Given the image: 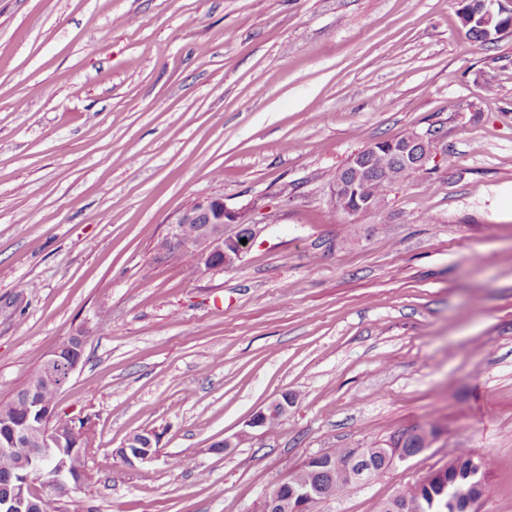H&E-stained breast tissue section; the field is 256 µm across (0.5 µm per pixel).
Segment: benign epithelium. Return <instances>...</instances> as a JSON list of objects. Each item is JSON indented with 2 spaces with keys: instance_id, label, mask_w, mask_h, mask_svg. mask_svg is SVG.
Returning <instances> with one entry per match:
<instances>
[{
  "instance_id": "1",
  "label": "benign epithelium",
  "mask_w": 512,
  "mask_h": 512,
  "mask_svg": "<svg viewBox=\"0 0 512 512\" xmlns=\"http://www.w3.org/2000/svg\"><path fill=\"white\" fill-rule=\"evenodd\" d=\"M460 18L466 28L481 32L487 42L498 37L505 25L512 30V8L503 6V0H463ZM426 141V135L417 133L401 148L404 160L415 169L424 170L431 160L446 154L441 142H436L433 151H420L418 145ZM332 203L344 213H349L345 185L335 182L330 189ZM235 224L237 229L226 232V225ZM194 226L193 238L189 247L194 254V268L213 271L230 268L236 260L248 252L256 238V224L249 217L246 208L230 209L219 197H204L193 202L168 220L166 234L158 241L156 252L168 258L173 254L176 244L184 238V230ZM247 227V232L240 229ZM247 243H241V239ZM79 368V362L64 360L50 355L44 360L43 380L64 388ZM284 417L288 414V402L284 399L271 403L258 411L250 426L265 427L273 412ZM84 429L76 426L72 420L63 418L51 411H40L34 417H26L10 425L6 436H0V454L16 455L22 441L28 440L33 448L21 456L16 469L8 479L6 494H0V512H29L35 499L41 497L36 484L43 488H69L83 485L89 478L88 467H74L70 460L75 455L88 456V449L80 447ZM124 461L135 463L149 462L156 458L155 449L144 447L133 440L121 449ZM331 497L328 490L306 487L295 490L286 499L277 497L264 500L262 512H309V506L319 500ZM450 497L454 504L464 507V512H473L477 498L472 488L454 486L450 488Z\"/></svg>"
}]
</instances>
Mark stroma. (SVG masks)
Instances as JSON below:
<instances>
[{
  "mask_svg": "<svg viewBox=\"0 0 512 512\" xmlns=\"http://www.w3.org/2000/svg\"><path fill=\"white\" fill-rule=\"evenodd\" d=\"M460 8L0 0V402L86 335L57 410L96 432L89 512H261L309 457L419 425L428 448L311 512H381L465 451L477 512H512V33L474 41ZM414 130L447 153L380 213L332 204L351 156ZM205 196L249 209L252 249L156 260ZM142 430L158 456L127 465ZM274 411H278L281 417L286 416L288 413V402L282 398V400L275 401L265 409L258 411L250 423L251 427L266 428L269 432L274 431L279 425L281 419L279 416H275L269 420Z\"/></svg>",
  "mask_w": 512,
  "mask_h": 512,
  "instance_id": "stroma-1",
  "label": "stroma"
}]
</instances>
